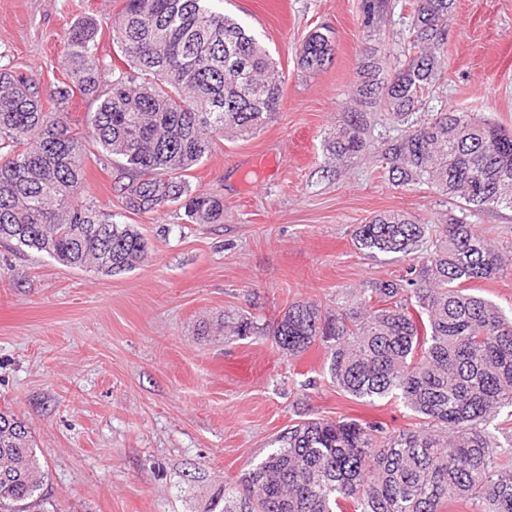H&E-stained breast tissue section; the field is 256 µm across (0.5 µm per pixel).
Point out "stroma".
<instances>
[{"label": "stroma", "mask_w": 512, "mask_h": 512, "mask_svg": "<svg viewBox=\"0 0 512 512\" xmlns=\"http://www.w3.org/2000/svg\"><path fill=\"white\" fill-rule=\"evenodd\" d=\"M122 0H0V64L62 85L64 35L84 15L102 26V53ZM363 0H224L268 49L284 83L275 118L253 137L219 141L192 172L200 193L224 199L220 224H190L170 206L129 221L147 258L117 275L63 266L0 243V412L23 419L45 473L47 512H219L227 484L271 449L286 426L341 416L409 427L408 411L339 392L325 350L283 354L265 336L224 335L225 317L268 324L289 303L325 308L404 275L402 254H367L355 225L401 210L442 224L451 205L427 184L395 185L377 151L401 133L382 109L368 149L342 162L325 139L353 106L366 52L394 68L408 48L410 0H390L374 30ZM331 30L335 52L300 69L309 31ZM471 112L512 128V0H455L442 78L418 118ZM84 188L120 212L109 170L85 160Z\"/></svg>", "instance_id": "stroma-1"}]
</instances>
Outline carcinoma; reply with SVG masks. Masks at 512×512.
Instances as JSON below:
<instances>
[{"label": "carcinoma", "mask_w": 512, "mask_h": 512, "mask_svg": "<svg viewBox=\"0 0 512 512\" xmlns=\"http://www.w3.org/2000/svg\"><path fill=\"white\" fill-rule=\"evenodd\" d=\"M223 0H123L112 18L121 64L99 53L100 26L71 27L61 66L71 84L44 89L32 72L0 65V241L70 268L115 275L148 255L133 224L84 193L87 154L113 170V191L134 215L176 205L190 224H221L224 201L193 190L190 171L226 136L249 138L276 115L283 80L266 48L220 7ZM455 0H413V54L384 73L371 54L357 72L356 106L327 140L336 159L367 150L362 130L378 106L407 125L380 160L401 186L427 183L460 211L512 209V131L469 112L415 120L444 64ZM388 0H364L370 26ZM334 54L318 29L298 65L314 73ZM96 104L87 131L73 127L74 94ZM368 252L421 254L410 277L380 280L348 305L294 301L272 324L224 322L227 336H269L291 356L315 344L326 372L356 400L388 399L417 423L389 433L354 418H314L285 428L274 448L224 487V512H512V440L490 425L512 408V316L463 292L505 271L489 233L448 215L436 230L384 211L353 230ZM43 477L30 428L0 413V512H30Z\"/></svg>", "instance_id": "cac0c4a2"}]
</instances>
